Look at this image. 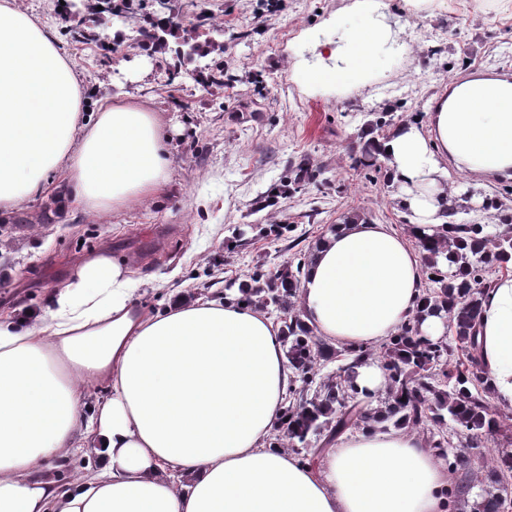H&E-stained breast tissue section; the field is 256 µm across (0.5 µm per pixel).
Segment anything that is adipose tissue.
Returning a JSON list of instances; mask_svg holds the SVG:
<instances>
[{"label":"adipose tissue","instance_id":"ef3b65f1","mask_svg":"<svg viewBox=\"0 0 512 512\" xmlns=\"http://www.w3.org/2000/svg\"><path fill=\"white\" fill-rule=\"evenodd\" d=\"M379 11L359 0L336 65L300 66L294 80L316 91L368 79ZM86 101L52 26L0 0V214L57 171L72 190L64 205L94 214L163 191L170 160L155 114L117 102L89 119ZM380 146L411 233L447 223L455 199L484 208L481 187L512 179V78L452 81L426 126L403 121ZM452 169L464 182L449 184ZM140 286L97 252L44 311L0 320V512H452V474L419 430H350L312 464L269 447L288 385L279 325L231 292L150 313ZM423 296L420 251L389 225L356 222L317 248L299 305L316 335L351 349L411 319L444 337L447 316L422 310ZM477 343L493 405L512 410V275L488 289ZM85 382L109 389L89 414ZM86 449L96 466L59 485L50 463Z\"/></svg>","mask_w":512,"mask_h":512}]
</instances>
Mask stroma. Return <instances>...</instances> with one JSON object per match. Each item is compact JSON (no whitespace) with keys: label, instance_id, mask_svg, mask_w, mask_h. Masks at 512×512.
<instances>
[{"label":"stroma","instance_id":"stroma-1","mask_svg":"<svg viewBox=\"0 0 512 512\" xmlns=\"http://www.w3.org/2000/svg\"><path fill=\"white\" fill-rule=\"evenodd\" d=\"M354 0H178L185 24L210 16L221 24L212 51L196 64L147 47L127 48L131 25L114 20L97 42L62 39L90 89L88 111L105 102L139 104L155 112L171 161L162 194L97 217L79 206L61 210L62 174L17 211L0 215V313L44 307L85 256L109 250L136 277H163L168 288L142 294L155 309L169 297L223 296L249 282L256 269L310 262L319 237L357 215L407 234L410 215L382 173L353 166L372 112L395 122L428 121L434 97L476 72L512 77V13L495 0H382L397 41L384 48L373 76L333 95L306 93L292 78L298 63L316 62L306 30L325 32L333 15L354 21ZM224 68L223 85L202 87L195 67ZM312 179L289 192L299 162ZM272 224L281 235L269 234Z\"/></svg>","mask_w":512,"mask_h":512}]
</instances>
